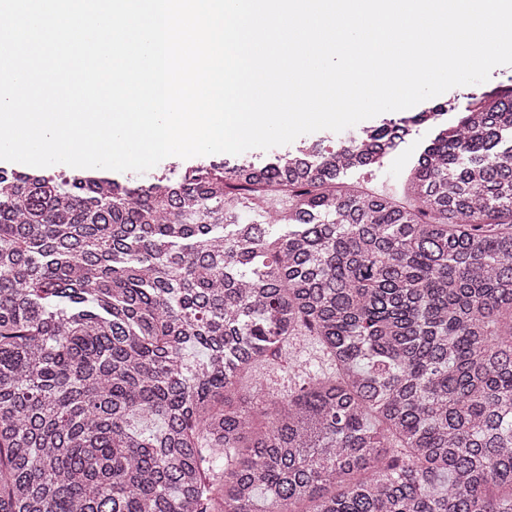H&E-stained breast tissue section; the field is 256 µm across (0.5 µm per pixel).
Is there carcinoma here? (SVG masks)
<instances>
[{
	"label": "carcinoma",
	"mask_w": 512,
	"mask_h": 512,
	"mask_svg": "<svg viewBox=\"0 0 512 512\" xmlns=\"http://www.w3.org/2000/svg\"><path fill=\"white\" fill-rule=\"evenodd\" d=\"M130 185L0 168V512H512V87ZM282 223L271 237L268 216ZM311 336L331 371L242 374ZM512 86V65H503L494 68L488 81L468 86L454 87L445 93L432 99L425 100L418 105L401 111L385 112L373 118L364 120L359 124L350 127L340 133L330 130H321L311 134L300 136L288 145L277 146L267 151L260 149H251L240 155L215 154L208 156H196L187 159L171 156L163 159L154 168L144 173L134 171L116 172L107 169L96 168H72L64 164H57L45 168H36L20 163H13L0 160V167L12 168L17 171L31 172L42 171L47 174L67 176L72 173L84 170L105 171L114 176L126 177L132 176L141 182H151L154 177L166 175L172 181L178 179L188 167L201 160H207L212 163H221L232 166L235 160L242 155L261 156L265 158L273 153H283L286 150L293 149L300 142L306 140L309 142L320 143L321 147L327 151L337 149L340 141L344 140L351 132L360 128H377L391 122H399L400 119L407 118L421 111H430L433 108L441 112L436 123L431 121L411 125L408 135L404 137L402 143L397 149L383 158L380 166L373 169L371 173L362 171H347L341 179L346 185L362 186L363 188L385 190L391 194L400 195L403 182L419 154L434 139L441 128L448 126V129L457 124L461 112L473 100L479 99L489 92L502 86ZM386 184V187H384Z\"/></svg>",
	"instance_id": "carcinoma-1"
}]
</instances>
